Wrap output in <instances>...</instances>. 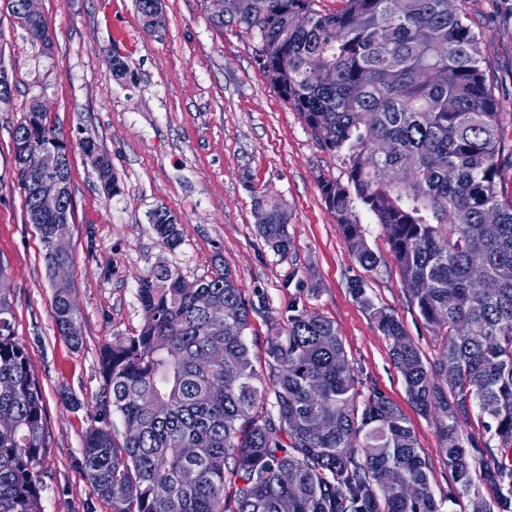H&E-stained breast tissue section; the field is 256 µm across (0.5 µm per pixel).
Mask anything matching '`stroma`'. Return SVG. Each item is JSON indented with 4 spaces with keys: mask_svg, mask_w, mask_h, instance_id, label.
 Listing matches in <instances>:
<instances>
[{
    "mask_svg": "<svg viewBox=\"0 0 512 512\" xmlns=\"http://www.w3.org/2000/svg\"><path fill=\"white\" fill-rule=\"evenodd\" d=\"M468 7L491 76L511 99L512 25L505 11L512 0H468ZM37 8L53 36L47 49L0 5V65L14 83L10 103L0 105V264L12 288L15 337L40 383L48 423L40 512H112L91 494L79 467L102 385L99 351L141 328L146 314L138 278L160 264L189 281L222 264L231 269L260 308L248 344L262 373L270 320L288 305L332 320L363 387L379 388L405 415L430 464L435 496L446 497L452 478L437 422L409 401L390 342L353 297L351 278L364 279L376 305L396 316L427 361L437 357L439 342L411 305L381 227L369 215L361 222L383 262L369 273L349 256L319 189L320 179L345 180L343 161L319 147L257 69L252 36L234 25L214 28L205 0H164L165 23L152 35L143 31L134 0H38ZM114 49L128 66L126 77H114L107 66ZM36 101L71 148L66 238L84 340L77 350L54 325L42 243L26 220L18 183L13 132ZM86 138L110 158L121 195H106L79 147ZM254 186L287 204L288 254H276L259 236ZM161 206L179 219L180 243L172 249L158 243L149 224ZM65 393L78 407L62 403Z\"/></svg>",
    "mask_w": 512,
    "mask_h": 512,
    "instance_id": "1",
    "label": "stroma"
}]
</instances>
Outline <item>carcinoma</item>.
Wrapping results in <instances>:
<instances>
[{
	"label": "carcinoma",
	"mask_w": 512,
	"mask_h": 512,
	"mask_svg": "<svg viewBox=\"0 0 512 512\" xmlns=\"http://www.w3.org/2000/svg\"><path fill=\"white\" fill-rule=\"evenodd\" d=\"M239 0L236 25L254 38V61L298 112L321 148L343 157L347 179L320 181L327 210L350 256L367 272L371 249L357 209L372 215L389 244L411 305L440 337L426 363L402 323L377 306L361 278L351 293L388 338L411 402L438 423L440 452L455 502L473 512H512V457L480 459L458 423L477 411L500 450H512V197L499 189L512 167V102L488 78L483 36L466 0ZM158 0H135L142 29L164 25ZM310 16L299 26L296 18ZM14 144L63 154L59 178L70 183L67 142L44 115L15 129ZM393 150L386 153L382 145ZM107 195L121 189L107 156L98 155ZM259 235L288 254L287 205L250 188ZM49 269L73 265L49 250L58 226L22 190ZM497 212L488 224L486 211ZM158 241L180 242L178 219L156 209ZM484 261L475 266L473 249ZM151 312L134 335L102 346V388L83 437L80 470L112 512H444L413 428L377 388L360 389L333 321L298 304L274 319L266 338L268 373L257 371L247 343L255 305L229 269L185 283L159 266L138 280ZM68 278L52 295L58 333L76 318ZM456 370L445 387L439 374ZM137 430L119 440L113 414ZM0 512H40L37 466L48 447L42 390L14 337L9 277L0 266Z\"/></svg>",
	"instance_id": "obj_1"
}]
</instances>
